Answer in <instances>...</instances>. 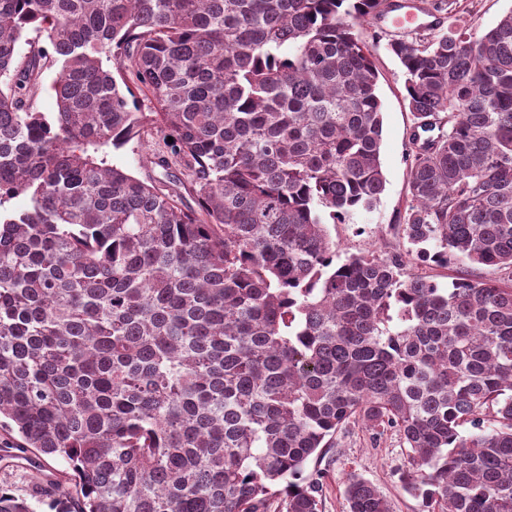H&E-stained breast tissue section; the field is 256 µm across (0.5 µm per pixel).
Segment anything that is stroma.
I'll list each match as a JSON object with an SVG mask.
<instances>
[{"label":"stroma","instance_id":"35a3bbf8","mask_svg":"<svg viewBox=\"0 0 512 512\" xmlns=\"http://www.w3.org/2000/svg\"><path fill=\"white\" fill-rule=\"evenodd\" d=\"M438 5L439 32H446L452 22L481 31L492 27L506 12L512 0H426ZM357 34L372 50L379 73L378 86L383 103L384 126L381 147L386 189L376 206L358 213L352 223L333 224L331 237L342 253L357 254L367 249L390 250L398 247L397 226L402 223L408 202L409 165L406 156L413 117L405 100V76L387 45L395 38L420 42L429 38L426 30L413 29L397 33L387 24H366ZM159 138L146 142L131 141L120 150H106L108 164L123 168L141 179L164 181L165 171L147 164V157L158 152ZM9 436L0 429V486L16 496L26 498L34 512H58L53 481L62 471L61 463L43 464L29 451L6 449ZM406 454L397 434L373 439L361 424L352 423L339 431L335 446L320 462L310 463V470L323 474V512H345L344 482L357 474L373 483L389 501L393 512H419V502L407 493L401 482Z\"/></svg>","mask_w":512,"mask_h":512}]
</instances>
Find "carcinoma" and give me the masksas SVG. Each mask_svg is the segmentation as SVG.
Wrapping results in <instances>:
<instances>
[{
  "label": "carcinoma",
  "mask_w": 512,
  "mask_h": 512,
  "mask_svg": "<svg viewBox=\"0 0 512 512\" xmlns=\"http://www.w3.org/2000/svg\"><path fill=\"white\" fill-rule=\"evenodd\" d=\"M388 8L0 0V428L68 465L62 512H322L307 465L351 422L400 436L421 512H512V11L389 44L409 248L342 258L328 225L386 188L356 28ZM154 133L197 207L95 156ZM457 263L499 277L426 272ZM58 76V70L54 67L47 68L42 74V89L32 101L33 109L37 112H55L56 101L50 90V86Z\"/></svg>",
  "instance_id": "obj_1"
}]
</instances>
